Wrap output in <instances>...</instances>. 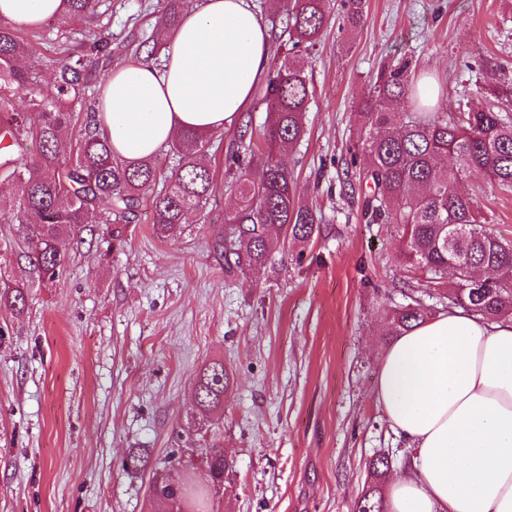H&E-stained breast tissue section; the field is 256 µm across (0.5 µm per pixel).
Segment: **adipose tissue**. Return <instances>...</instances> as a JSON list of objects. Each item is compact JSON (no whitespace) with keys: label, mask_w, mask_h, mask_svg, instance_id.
<instances>
[{"label":"adipose tissue","mask_w":512,"mask_h":512,"mask_svg":"<svg viewBox=\"0 0 512 512\" xmlns=\"http://www.w3.org/2000/svg\"><path fill=\"white\" fill-rule=\"evenodd\" d=\"M63 0H0V17L32 28ZM162 66L139 60L101 84L99 118L116 158L156 155L186 130L214 132L253 102L269 66L254 0H193L164 35ZM376 399L412 454L388 483L387 512H512V317L449 309L396 337Z\"/></svg>","instance_id":"1"}]
</instances>
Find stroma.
Instances as JSON below:
<instances>
[{"label": "stroma", "mask_w": 512, "mask_h": 512, "mask_svg": "<svg viewBox=\"0 0 512 512\" xmlns=\"http://www.w3.org/2000/svg\"><path fill=\"white\" fill-rule=\"evenodd\" d=\"M304 55L313 96L306 133L283 162L298 197L321 211L310 241L275 240L257 274L224 273L213 234L235 204L225 166L242 124L262 129L255 99L218 131L205 155L214 174L207 204L175 236L158 237L148 213L121 240L105 225L62 243L70 260L25 306L0 304V512H154L155 471L180 479L170 459L197 454L195 384L208 363L230 376L212 428L233 467L218 512H352L371 484L370 461L403 472L411 452L386 422L375 389L392 340L391 315L412 277L400 243L362 215L344 183L361 137V101L381 66L410 61L414 84L434 81L442 111L478 106L477 88L512 87V0H367L343 28L342 0ZM157 0H101L92 29L136 47L157 25ZM56 21L22 35L49 80L61 59ZM476 195L491 227L512 238V192L480 175ZM0 278L24 279L16 225L0 224ZM149 453L131 471L130 452Z\"/></svg>", "instance_id": "obj_1"}]
</instances>
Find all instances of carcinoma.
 Returning a JSON list of instances; mask_svg holds the SVG:
<instances>
[{
  "label": "carcinoma",
  "instance_id": "carcinoma-1",
  "mask_svg": "<svg viewBox=\"0 0 512 512\" xmlns=\"http://www.w3.org/2000/svg\"><path fill=\"white\" fill-rule=\"evenodd\" d=\"M64 5L61 18L80 20L97 12L99 0H64ZM363 7V0H345L344 21L356 26ZM159 12L160 27L173 26L180 0H160ZM326 21L324 0H289L291 48L266 87L263 157L256 172L237 175V207L224 215V230L211 243L229 274H253L266 267L271 242L280 236L304 242L319 230L321 216L296 196L280 153L303 137L311 96L298 48L314 45ZM161 50L160 40L146 39L129 58L157 61ZM63 53L50 88H43L38 65H20L29 54L20 30L0 18V142H5L0 147V180L13 189L12 195L0 196V224L21 227L28 259V282L1 285L0 302L16 311L25 304L28 284L52 282L65 268L63 237L79 239L91 224H110L112 239L118 240L123 227L145 208L153 231L168 238L213 191L214 174L201 164L209 134H179L172 148L181 164L155 192V159L127 164L112 155L99 120V92L90 86L98 67L112 65V33H83ZM408 69L404 62L382 70L374 98L360 107L364 137L351 160L367 188L364 216L371 224L393 229L408 267L434 282L454 272L456 282L444 296L448 306L486 320L511 317L512 240L488 227L476 198L457 192L455 185L479 174L504 191L512 190V114L498 111L495 102L451 114L406 112ZM18 91L25 92L26 111L17 107ZM27 141L36 144V153L24 161L14 157L15 148ZM430 314L431 308L410 297L392 317L393 333L412 329ZM229 383L221 361L200 370L195 397L201 421L224 406ZM201 463L206 473L198 487L155 478L152 497L179 512H215L224 472L232 468L219 439L208 443ZM354 512H383L377 486L366 489Z\"/></svg>",
  "mask_w": 512,
  "mask_h": 512
}]
</instances>
